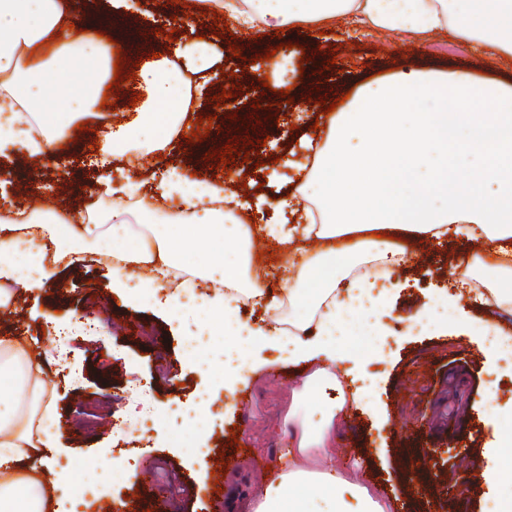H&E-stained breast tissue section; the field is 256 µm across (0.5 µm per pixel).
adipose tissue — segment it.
<instances>
[{"label": "adipose tissue", "mask_w": 512, "mask_h": 512, "mask_svg": "<svg viewBox=\"0 0 512 512\" xmlns=\"http://www.w3.org/2000/svg\"><path fill=\"white\" fill-rule=\"evenodd\" d=\"M111 2L88 32L81 0H0V166L42 156L80 118L97 116L113 45L96 32L111 30L112 19L131 7V0ZM200 2L216 4L246 31L323 26L350 16L373 31L419 41L449 32L463 44L481 43L512 56V0ZM200 19L196 11L184 20L197 40L178 43L170 57L140 67L134 90L142 104L130 121L106 125L110 154L126 156L133 143L160 150L184 133L192 106L187 75L213 64L209 30ZM301 142L307 158L293 163L294 186L275 204L291 218L263 227L295 259L296 273L284 279L279 294L261 288L252 272L254 228L235 218L243 207L236 180L170 172L157 188L175 204L172 213L115 207L78 224L50 209L21 218L0 209V307L13 300L6 284L34 290L55 281L58 269L46 262L45 245L76 239L111 248L114 292L142 305L164 301L176 315L196 307L205 315L204 330L235 339L224 351L225 391L257 371L255 355L263 350L296 364L325 360L306 381L320 402L306 413L287 468L259 489L255 512H391L354 472L309 465L329 456L340 414L370 406L378 386L361 365L348 369L351 384L343 386L331 369L340 359L336 341L361 320L385 331L380 317L393 305L390 269L407 257L404 248L383 239L386 230L440 242L483 240L484 255L456 263L455 281L468 286L484 271L476 301L512 315V81L412 68L365 83ZM135 224L142 235L132 233ZM177 224L199 227L201 241L176 236ZM310 241L315 250L307 249ZM193 248L205 254L204 263L166 293V274L181 271ZM212 283L221 284L222 292L209 294ZM244 296L268 310L287 307V328L243 322L238 308ZM461 299L457 293L429 300L410 316L411 330L447 334L448 314ZM34 368L26 339L0 336V397L20 387ZM56 424L54 412L44 410L41 433L32 435L14 408L0 405V512H46L37 479L21 478L19 471L33 451L55 446Z\"/></svg>", "instance_id": "1"}]
</instances>
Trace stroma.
<instances>
[{"label":"stroma","instance_id":"1","mask_svg":"<svg viewBox=\"0 0 512 512\" xmlns=\"http://www.w3.org/2000/svg\"><path fill=\"white\" fill-rule=\"evenodd\" d=\"M175 8L174 0H140L135 6L139 50L123 58L125 70H132L135 59L165 53L164 31ZM322 38L308 27L268 30L249 43L244 60L230 49L231 44H242V37L213 43L218 65L202 79L203 94L194 103L199 111L206 110L210 96L253 76L277 85L288 68L282 46L289 42L297 44L299 56L309 59L316 73L311 102L293 104L260 153L267 170L242 173L250 198L287 193L289 170L282 161L302 160L299 135L321 114V102H333L380 72L397 73L413 62L422 68H467L480 76L512 80V57L491 54L482 45L463 48L447 32L416 42L343 18L333 34L323 38L327 49L314 53ZM268 51L274 54L269 61L264 58ZM87 137V131L72 129L54 150L29 162L31 173L41 181L42 198L51 205L84 212L82 202L73 201L69 186L59 182L57 174L86 158ZM227 140L214 128L203 141H182L164 153L148 154L145 163L151 170L161 164L212 169L216 163L211 152ZM409 249L412 262L396 273L403 287L396 293L395 309L382 318L385 337L343 339L379 377V412L372 416L354 408L340 417L333 462L356 470L364 485L381 487L384 498H396V512H489L512 498V484L500 479L496 469L506 443L502 430L512 426V366L486 357L474 337L417 336L407 322L431 296L447 289L450 267L458 258L482 252L484 246L463 237L443 243L418 238ZM111 277L110 260L90 249L82 261L60 270L57 283L39 290L17 289L12 303L0 308V336L31 338L39 365L11 393V401L26 416L55 408L60 432L55 460L68 469L73 483L83 482L88 465L98 456L107 453L119 459L104 489L86 494L78 512H156L159 503L173 501L179 512H213L216 503L232 496L236 512H251V493L260 484L252 472L253 461H265L275 471L285 467L290 434L299 430L312 407L308 401L292 403L294 394L304 390L308 368L283 363L276 352L267 351L266 369L236 393H225L219 378L203 377L196 360L188 357L185 324L162 309L115 300L108 286ZM50 320L76 325L75 338L63 346L49 340L44 326ZM378 344L391 349L389 358L371 359L370 351ZM206 386L213 393L203 407L198 392ZM489 387L495 392L491 402L485 397ZM105 393L112 408L108 422L91 430L73 429L83 401ZM178 406L207 418L210 452L203 462L189 463L179 450L190 430L179 431L173 440L158 430L169 410ZM237 433L246 435L247 453L233 446ZM412 450L427 453L425 469L411 466ZM219 464L225 473L218 481L213 470ZM464 466L480 469L485 476L462 494L456 478Z\"/></svg>","mask_w":512,"mask_h":512}]
</instances>
